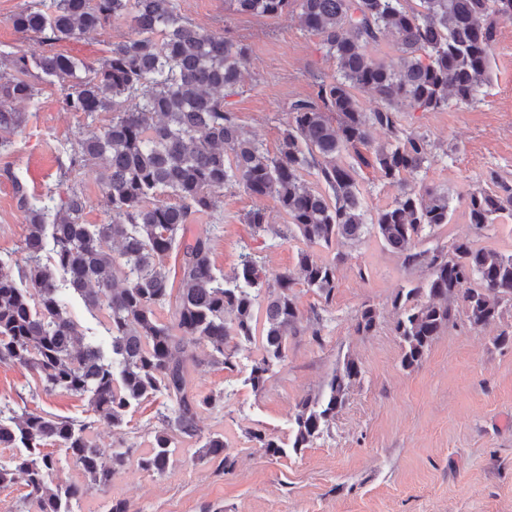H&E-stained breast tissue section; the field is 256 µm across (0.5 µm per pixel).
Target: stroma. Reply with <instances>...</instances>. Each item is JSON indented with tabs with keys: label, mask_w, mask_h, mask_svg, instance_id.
Segmentation results:
<instances>
[{
	"label": "stroma",
	"mask_w": 512,
	"mask_h": 512,
	"mask_svg": "<svg viewBox=\"0 0 512 512\" xmlns=\"http://www.w3.org/2000/svg\"><path fill=\"white\" fill-rule=\"evenodd\" d=\"M25 0H0V44L28 57L48 51L93 61L109 45L132 38L129 20L118 19L97 31L48 46L37 35L14 30L10 17ZM181 12L204 30L242 43L248 52L244 80L224 99L245 136L262 140L277 151L290 120L289 106L308 95L313 75L333 80L337 62L327 57L320 36L300 25L297 12L267 18L240 14L224 0H178ZM65 91L46 85L38 106L17 104L27 122L13 137L10 154L0 155V261L6 270L23 240L27 217L18 205L12 181L20 179L29 194L65 197L67 184L59 168L67 163L65 146L75 142L84 124L82 114L68 111ZM478 102L449 105L439 111L404 109L402 127L423 133L434 143L433 155L417 176L424 186L448 194L451 224L436 228L420 250L469 239L479 247L512 253V223L475 233L465 214L467 192L491 171L512 174V18H500L493 47L490 79ZM355 166L363 205L376 214L396 194L377 169L359 164L355 153L341 157ZM100 168L88 164L71 182L89 200L85 223L106 224L112 207L99 181ZM264 208L270 223L287 217L272 198H256L235 187L225 190L216 215H195L188 238L209 235L214 220L224 233L212 243L217 272L232 275L242 244H250L268 274L295 270L301 251L315 258L337 260L336 289L331 304L303 284L292 289L301 319L288 339L285 358L277 363L262 391L247 378L260 351L258 344H240L234 369L201 366L194 375L204 392H223L224 404L204 412L203 432H222L232 471L198 459L196 447L181 444L176 465L157 475L128 465L112 484L91 490L80 512H103L111 499L126 500L131 512H512V344L494 341L512 331V307L488 327L458 319L435 338L422 362L401 365V346L392 331L393 300L400 288L426 281L428 271L408 268L401 255L375 236L336 249L306 247L298 238L278 246L254 235L243 217ZM373 306L379 325L370 334L356 333V315ZM355 360L362 378L348 394L329 429L313 444L291 449L297 403L317 393L344 361ZM34 384L30 371L0 364V403L16 410L85 418L86 398L64 392L28 397ZM164 395L135 408L122 427L95 423L93 440L110 449L119 444L145 452L162 423L157 410ZM261 430L286 442L280 458L266 456L247 438Z\"/></svg>",
	"instance_id": "35a3bbf8"
}]
</instances>
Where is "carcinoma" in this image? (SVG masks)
I'll use <instances>...</instances> for the list:
<instances>
[{
  "instance_id": "carcinoma-1",
  "label": "carcinoma",
  "mask_w": 512,
  "mask_h": 512,
  "mask_svg": "<svg viewBox=\"0 0 512 512\" xmlns=\"http://www.w3.org/2000/svg\"><path fill=\"white\" fill-rule=\"evenodd\" d=\"M234 11L278 17L292 6L301 25L322 37L336 58L334 81L313 76L314 93L291 103V121L278 152L244 135L234 113L224 110V91L236 88L246 71L244 45L195 26L177 0H26L10 17L19 33H36L55 44L131 18L137 37L114 43L107 55L87 62L62 52L29 58L0 48V153L9 136L26 123L17 101L39 104L43 84L55 78L71 88L69 111L84 114V131L71 145L60 181L94 161L112 204L108 224H85L87 199L75 186L67 199L37 198L13 178L18 203L28 216L15 261L18 276L0 262V363L35 373L43 391L89 397L97 420L120 427L130 410L158 392L170 405L160 412L167 428L155 433L148 452L131 446L107 450L88 436V423L70 417L0 408V446L14 448L0 463V487L21 483L24 507L36 512H77L94 488L112 483L132 458L143 471L162 475L173 465L180 442L200 444L201 459L224 467V434L203 435L201 414L224 404V392L202 393L193 373L207 364L234 368L240 343L257 339L260 357L249 381L264 388L275 362L285 357L288 337L297 334L300 312L291 290L301 282L330 303L336 289V261L300 252L296 271L285 270L269 284L265 266L249 246L241 247L234 275L215 272L211 235L186 240V224L200 212H215L224 190L241 186L257 198L270 197L288 214L278 229L266 212L244 216L254 233L271 241L298 234L312 246L356 243L369 233L404 256V265L427 264L426 282L402 288L394 299L392 330L400 340L401 365H419L434 339L465 316L474 327L489 326L512 306V254L476 248L457 240L444 251L414 250V241L451 223L448 194L410 183L432 155L428 138L407 131L396 110L405 105L445 110L449 101H476L489 78L496 22L512 17V0H225ZM394 37L398 61L370 52L381 36ZM365 92L364 107L355 92ZM112 113L106 125L98 114ZM388 139L372 145L374 129ZM372 149L373 163L397 189L392 203L366 221L356 171L339 162L358 146ZM315 169L327 190L310 187L304 173ZM162 192L174 202L147 200ZM469 223L482 231L512 219V180L492 173L466 194ZM181 254V277L173 288L165 257ZM49 259H44L45 251ZM81 296L103 313L107 344L83 342L68 298ZM266 301L265 318L255 312ZM174 305L166 324L155 309ZM377 311L363 307L355 329L369 334ZM203 340L210 353L201 358ZM235 346H230V343ZM361 369L347 360L324 389L296 406L292 448H306L335 419ZM271 457L284 443L261 431L249 433ZM57 446L88 483L57 481L60 460L42 451Z\"/></svg>"
}]
</instances>
